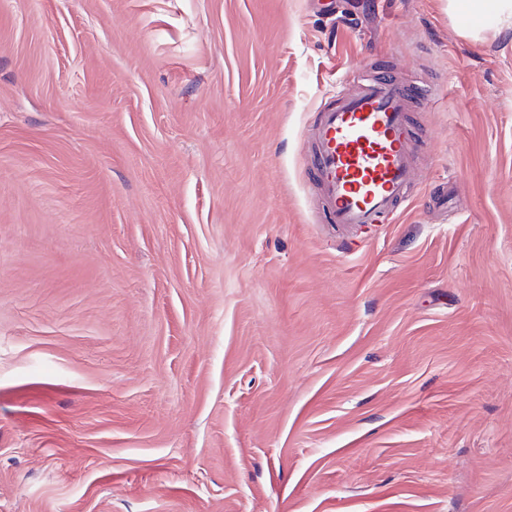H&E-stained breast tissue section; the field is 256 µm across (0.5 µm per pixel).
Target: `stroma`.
Returning <instances> with one entry per match:
<instances>
[{
  "label": "stroma",
  "instance_id": "1",
  "mask_svg": "<svg viewBox=\"0 0 512 512\" xmlns=\"http://www.w3.org/2000/svg\"><path fill=\"white\" fill-rule=\"evenodd\" d=\"M466 15L0 0V512H512V25ZM386 68L419 180L329 223L307 129Z\"/></svg>",
  "mask_w": 512,
  "mask_h": 512
}]
</instances>
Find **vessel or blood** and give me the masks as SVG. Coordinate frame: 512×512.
Masks as SVG:
<instances>
[{"label":"vessel or blood","instance_id":"obj_1","mask_svg":"<svg viewBox=\"0 0 512 512\" xmlns=\"http://www.w3.org/2000/svg\"><path fill=\"white\" fill-rule=\"evenodd\" d=\"M432 96L397 74H367L319 108L310 161L331 223L382 224L409 199L417 176L407 114L413 98Z\"/></svg>","mask_w":512,"mask_h":512}]
</instances>
